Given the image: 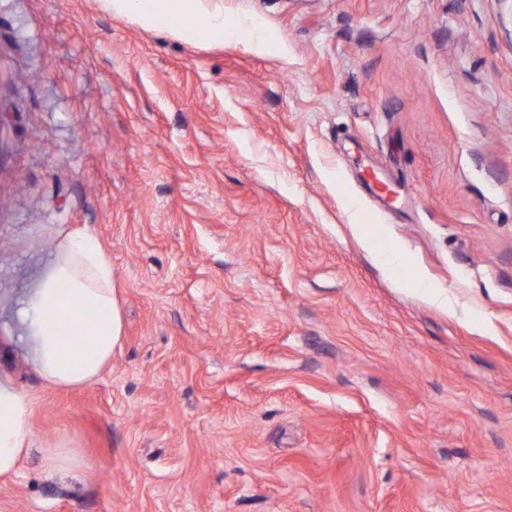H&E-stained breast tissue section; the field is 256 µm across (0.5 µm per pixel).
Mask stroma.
I'll return each mask as SVG.
<instances>
[{
  "label": "stroma",
  "instance_id": "stroma-1",
  "mask_svg": "<svg viewBox=\"0 0 512 512\" xmlns=\"http://www.w3.org/2000/svg\"><path fill=\"white\" fill-rule=\"evenodd\" d=\"M205 4L243 31L0 0V374L34 398L0 512H512V0ZM84 227L122 337L48 389L19 309ZM45 459L48 467L55 471H67L82 465L77 453L58 448L46 451Z\"/></svg>",
  "mask_w": 512,
  "mask_h": 512
}]
</instances>
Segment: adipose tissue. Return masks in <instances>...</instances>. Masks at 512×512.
Instances as JSON below:
<instances>
[{
    "label": "adipose tissue",
    "mask_w": 512,
    "mask_h": 512,
    "mask_svg": "<svg viewBox=\"0 0 512 512\" xmlns=\"http://www.w3.org/2000/svg\"><path fill=\"white\" fill-rule=\"evenodd\" d=\"M102 9L140 24L168 23L183 38L220 40L236 26L203 0H99ZM31 363L43 384L85 386L110 363L121 338L112 263L90 229L58 233L51 260L20 309ZM32 400L0 379V476L16 473L31 448Z\"/></svg>",
    "instance_id": "obj_1"
}]
</instances>
